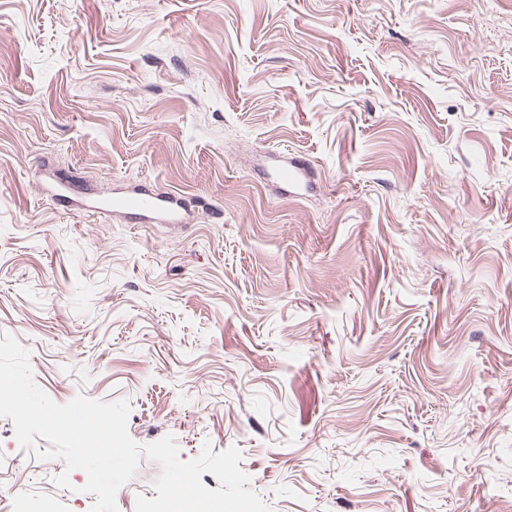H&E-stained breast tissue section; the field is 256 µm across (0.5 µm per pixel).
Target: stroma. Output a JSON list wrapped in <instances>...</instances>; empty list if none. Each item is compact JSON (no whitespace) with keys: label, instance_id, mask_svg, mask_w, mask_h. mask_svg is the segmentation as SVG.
Listing matches in <instances>:
<instances>
[{"label":"stroma","instance_id":"35a3bbf8","mask_svg":"<svg viewBox=\"0 0 512 512\" xmlns=\"http://www.w3.org/2000/svg\"><path fill=\"white\" fill-rule=\"evenodd\" d=\"M130 184L184 221L69 198ZM3 334L55 402H128L138 444L238 447L269 512H499L512 0H0ZM85 482L0 417V512H91Z\"/></svg>","mask_w":512,"mask_h":512}]
</instances>
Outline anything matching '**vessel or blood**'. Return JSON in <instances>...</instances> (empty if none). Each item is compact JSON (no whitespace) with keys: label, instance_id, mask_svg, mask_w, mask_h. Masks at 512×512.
<instances>
[{"label":"vessel or blood","instance_id":"b4317fda","mask_svg":"<svg viewBox=\"0 0 512 512\" xmlns=\"http://www.w3.org/2000/svg\"><path fill=\"white\" fill-rule=\"evenodd\" d=\"M182 207L178 195L136 189L115 192L98 204L99 210L109 214L162 223L180 220Z\"/></svg>","mask_w":512,"mask_h":512}]
</instances>
